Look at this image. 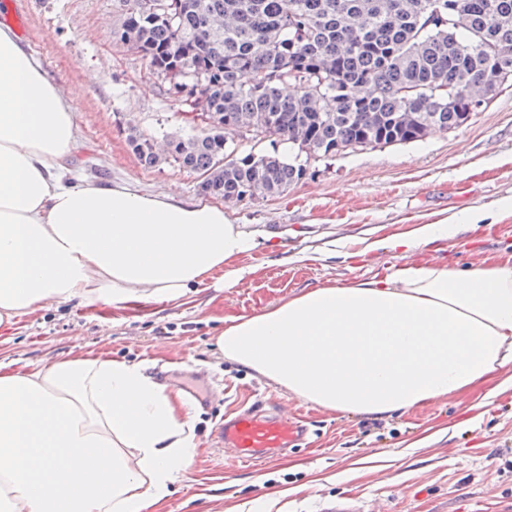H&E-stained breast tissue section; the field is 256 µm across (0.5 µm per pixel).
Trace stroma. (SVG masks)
I'll list each match as a JSON object with an SVG mask.
<instances>
[{
  "label": "stroma",
  "mask_w": 512,
  "mask_h": 512,
  "mask_svg": "<svg viewBox=\"0 0 512 512\" xmlns=\"http://www.w3.org/2000/svg\"><path fill=\"white\" fill-rule=\"evenodd\" d=\"M18 41L39 57L75 105L67 172L141 194L200 201L195 174L166 161L143 168L129 127L162 142L206 131L199 110L169 95L146 62L116 43L122 0H11ZM492 220L463 223L474 212ZM226 220L269 238L242 255L224 287L133 307L49 299L8 330L0 363L25 373L75 357L144 367L157 380L216 387L210 405L190 402L197 454L153 512H320L340 497L387 512H512V388L498 378L409 413L373 418L330 411L227 360L216 347L228 319L253 315L323 285L380 279L405 263L457 270L512 261V92L463 126L406 144L312 158L304 179L277 196L224 205ZM453 218L455 235L409 253L394 236ZM292 404L309 425L307 445L251 468L216 442L225 416L254 404Z\"/></svg>",
  "instance_id": "obj_1"
}]
</instances>
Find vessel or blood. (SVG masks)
Segmentation results:
<instances>
[{
	"label": "vessel or blood",
	"mask_w": 512,
	"mask_h": 512,
	"mask_svg": "<svg viewBox=\"0 0 512 512\" xmlns=\"http://www.w3.org/2000/svg\"><path fill=\"white\" fill-rule=\"evenodd\" d=\"M309 434V427L284 406L271 412L260 407L245 409L225 419L216 432L219 445L237 463L278 458L301 446Z\"/></svg>",
	"instance_id": "1"
}]
</instances>
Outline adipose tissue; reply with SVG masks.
<instances>
[{
	"label": "adipose tissue",
	"instance_id": "adipose-tissue-1",
	"mask_svg": "<svg viewBox=\"0 0 512 512\" xmlns=\"http://www.w3.org/2000/svg\"><path fill=\"white\" fill-rule=\"evenodd\" d=\"M71 101L0 27V324L48 299L173 300L254 250L221 207L64 179ZM225 358L319 407L407 413L512 366V263H408L231 319ZM180 392L140 366L0 364V512H150L196 451Z\"/></svg>",
	"mask_w": 512,
	"mask_h": 512
}]
</instances>
